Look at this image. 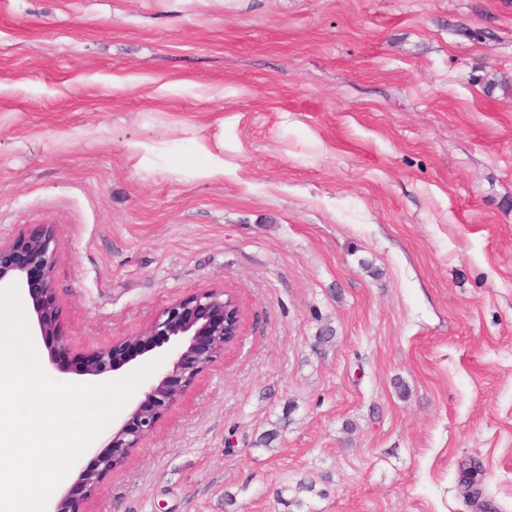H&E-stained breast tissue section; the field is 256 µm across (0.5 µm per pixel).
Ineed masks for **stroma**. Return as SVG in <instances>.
<instances>
[{
    "mask_svg": "<svg viewBox=\"0 0 512 512\" xmlns=\"http://www.w3.org/2000/svg\"><path fill=\"white\" fill-rule=\"evenodd\" d=\"M42 224L55 382L243 307L80 512H512V0H0V240Z\"/></svg>",
    "mask_w": 512,
    "mask_h": 512,
    "instance_id": "35a3bbf8",
    "label": "stroma"
}]
</instances>
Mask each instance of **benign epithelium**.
I'll return each mask as SVG.
<instances>
[{
    "instance_id": "7a95c632",
    "label": "benign epithelium",
    "mask_w": 512,
    "mask_h": 512,
    "mask_svg": "<svg viewBox=\"0 0 512 512\" xmlns=\"http://www.w3.org/2000/svg\"><path fill=\"white\" fill-rule=\"evenodd\" d=\"M54 249L51 224L0 244V289L15 285L27 292L35 313L34 335L53 341L50 363L56 365L70 344L52 286ZM241 328L237 298L226 290H204L173 301L150 324L117 339L111 347L79 358L75 373L97 377L117 372L157 348H169L165 364L145 384L128 417L112 429L107 443L110 452L99 456L94 468L78 472L76 485L83 497H93L103 478L140 447L186 388L241 335Z\"/></svg>"
}]
</instances>
